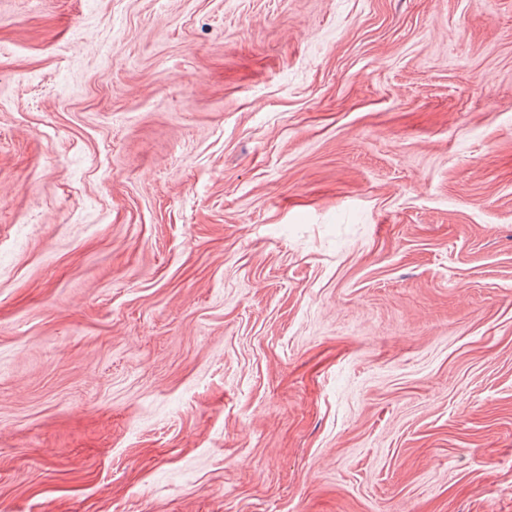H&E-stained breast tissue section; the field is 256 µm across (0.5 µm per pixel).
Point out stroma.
Masks as SVG:
<instances>
[{
	"instance_id": "obj_1",
	"label": "stroma",
	"mask_w": 512,
	"mask_h": 512,
	"mask_svg": "<svg viewBox=\"0 0 512 512\" xmlns=\"http://www.w3.org/2000/svg\"><path fill=\"white\" fill-rule=\"evenodd\" d=\"M0 512H512V0H0Z\"/></svg>"
}]
</instances>
